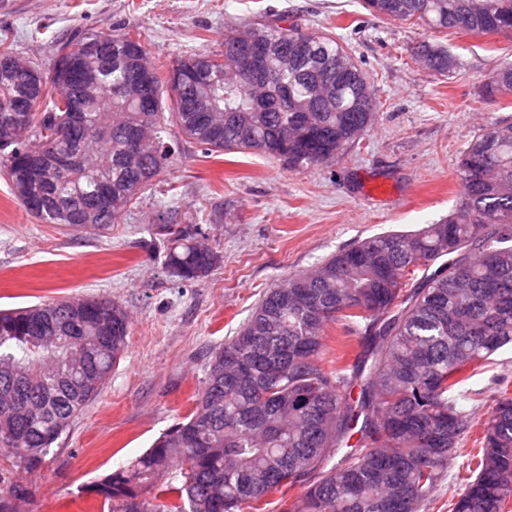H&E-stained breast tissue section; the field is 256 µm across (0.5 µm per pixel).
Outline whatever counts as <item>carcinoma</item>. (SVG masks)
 <instances>
[{
    "mask_svg": "<svg viewBox=\"0 0 512 512\" xmlns=\"http://www.w3.org/2000/svg\"><path fill=\"white\" fill-rule=\"evenodd\" d=\"M373 14L428 29L512 36V0H364ZM269 49L255 102L249 78L230 77L227 63L245 39ZM122 33H84L61 44L35 93L0 39V170L17 202L43 224L89 233L123 215L173 162L174 126L209 154L258 151L290 169L326 163L370 129L375 94L348 44L297 27L244 24L224 32V53L194 52L167 73L153 71L147 109L129 90L133 58L145 44ZM96 53L88 55V43ZM78 75L63 70L71 58ZM413 58L440 76L458 66L448 48L421 40ZM288 97H283V87ZM485 99L512 94V62L484 82ZM86 121L70 130L72 98ZM26 99L32 123L10 125ZM146 141L130 153L131 137ZM34 152L61 154L26 187L13 174ZM460 203L434 224L357 241L310 272L269 289L236 336L211 355L189 416L142 455L86 487L111 512H256L277 494L282 512H425L457 455L468 423L457 407L475 370L512 344V122L473 136L459 162ZM112 206L89 224L73 209L93 208L103 193ZM60 206L31 209L26 194ZM167 237L165 266L185 281L221 263L201 248L197 231L159 217ZM423 270L420 279L415 271ZM360 335L353 362L327 358L330 325ZM129 316L109 299L55 301L0 311V408L22 383L30 406L17 419L0 415V448L13 466L38 470L73 421L103 389L127 347ZM239 365L215 376V366ZM69 361L60 381L48 371ZM475 476L451 497L448 512H509L512 503V396L503 389L480 420ZM0 512L28 490L3 478ZM301 494L289 502L287 491Z\"/></svg>",
    "mask_w": 512,
    "mask_h": 512,
    "instance_id": "1",
    "label": "carcinoma"
}]
</instances>
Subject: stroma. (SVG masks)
<instances>
[{
  "instance_id": "stroma-1",
  "label": "stroma",
  "mask_w": 512,
  "mask_h": 512,
  "mask_svg": "<svg viewBox=\"0 0 512 512\" xmlns=\"http://www.w3.org/2000/svg\"><path fill=\"white\" fill-rule=\"evenodd\" d=\"M279 16L347 41L376 89L371 129L334 161L291 170L260 152L216 157L183 140L120 223L82 234L34 219L0 178V309L106 296L132 323L124 358L39 470L13 469L0 450V469L28 490L15 512H108L85 486L191 413L212 351L235 336L268 288L360 239L447 216L463 192L456 163L473 134L512 122V95L481 96L490 73L512 60V38L381 19L362 0H0V35L47 67L74 32L130 31L152 64L168 67L188 52L222 51L232 22ZM425 36L458 58L453 74L435 75L411 59V45ZM162 214L199 228L222 263L198 281L172 276ZM504 383L512 387L508 346L469 382L481 402L460 408L482 418ZM479 432L466 433L430 512H448L451 495L469 481Z\"/></svg>"
}]
</instances>
